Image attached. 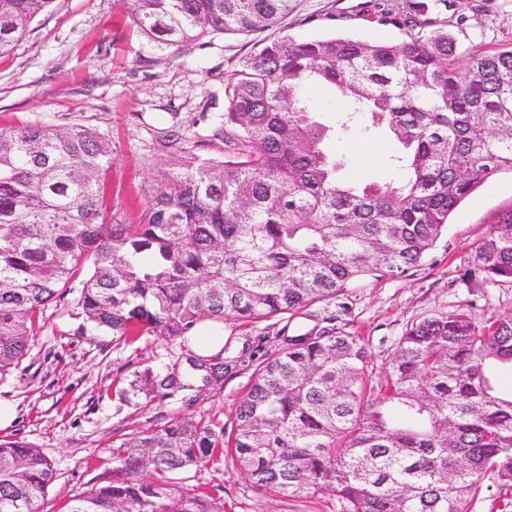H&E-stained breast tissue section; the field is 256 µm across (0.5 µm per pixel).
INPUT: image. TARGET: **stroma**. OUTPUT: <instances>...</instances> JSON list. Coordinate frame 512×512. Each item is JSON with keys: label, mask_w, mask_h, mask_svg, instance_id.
I'll return each mask as SVG.
<instances>
[{"label": "stroma", "mask_w": 512, "mask_h": 512, "mask_svg": "<svg viewBox=\"0 0 512 512\" xmlns=\"http://www.w3.org/2000/svg\"><path fill=\"white\" fill-rule=\"evenodd\" d=\"M424 4L429 16L448 22L458 59L474 48L512 49V0H299L287 20L301 39L353 36L396 42L402 33L381 22ZM270 29L210 34L168 46L140 33L123 0H54L17 46L0 56V127L80 124L109 142L112 167L107 204L121 224L138 223L163 173L179 149L163 147L178 133L182 148L222 154L214 130L224 113V80L242 58L273 37ZM337 155L371 169L395 149L392 139L368 142L359 135L330 141ZM512 209V176L485 183L449 218L448 231L428 259L401 278H382L346 289L317 304L311 315H280L259 323L219 321L233 354L260 347L272 353L279 335L309 330L316 317L336 313L368 339L375 366L390 355L407 323L439 310L474 306L480 316L512 312V284L463 281L476 245ZM193 347L146 337L127 345L95 328L72 296L44 309L40 328L15 368L0 375V401L15 410L0 428V442L25 441L52 463L56 477L39 512H66L69 500L101 484L114 467L112 446L158 425L170 413L212 420L232 431L238 399L255 369L246 362L214 386L194 385L159 398L147 394L146 371L176 374L188 382ZM187 489L223 498L224 512H336L330 494L285 500L258 490L230 460L182 475Z\"/></svg>", "instance_id": "1"}]
</instances>
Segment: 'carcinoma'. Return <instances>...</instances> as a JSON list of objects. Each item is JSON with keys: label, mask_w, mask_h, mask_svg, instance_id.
Instances as JSON below:
<instances>
[{"label": "carcinoma", "mask_w": 512, "mask_h": 512, "mask_svg": "<svg viewBox=\"0 0 512 512\" xmlns=\"http://www.w3.org/2000/svg\"><path fill=\"white\" fill-rule=\"evenodd\" d=\"M53 0H0V56ZM136 29L169 45L210 33H278L224 84V155L184 151L137 224L105 205L109 143L83 125L0 128V374L18 366L44 307L75 295L87 320L133 344L185 346L210 320L292 316L370 278H399L480 186L512 174V50L453 56L447 21L393 18L398 43L299 39L297 0H128ZM434 31L427 34L425 29ZM337 91L333 122L306 90ZM392 138L386 174L351 177L324 143ZM469 276L512 284V210L477 245ZM236 356L189 360L210 385ZM512 314L459 306L408 324L390 359L329 315L280 337L254 369L231 434L170 415L112 448L120 463L68 512H224L177 475L228 456L258 488L330 491L338 512H474L482 482L512 489ZM147 374L145 390L176 386ZM54 479L34 446L0 442V512H38Z\"/></svg>", "instance_id": "carcinoma-1"}]
</instances>
